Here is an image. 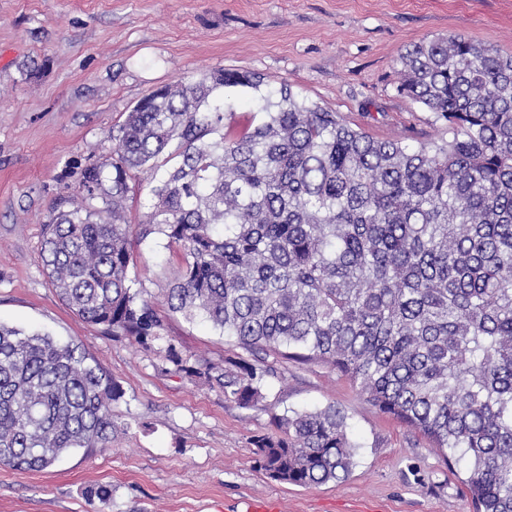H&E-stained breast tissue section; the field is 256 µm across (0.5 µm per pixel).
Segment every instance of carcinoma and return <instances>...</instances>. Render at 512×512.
<instances>
[{
	"label": "carcinoma",
	"mask_w": 512,
	"mask_h": 512,
	"mask_svg": "<svg viewBox=\"0 0 512 512\" xmlns=\"http://www.w3.org/2000/svg\"><path fill=\"white\" fill-rule=\"evenodd\" d=\"M399 94L448 138L374 137L286 83L213 69L141 99L43 224V263L82 320L151 348L245 407L265 361L186 365L129 276L124 202L150 172L140 234L181 253L173 313L250 353L320 362L446 461L466 460L476 512H512V55L462 35L399 59ZM254 109L233 121L229 93ZM123 387L79 347L0 323V465L43 470L103 445ZM256 467L296 486L344 478L356 445L336 406L277 418Z\"/></svg>",
	"instance_id": "1"
}]
</instances>
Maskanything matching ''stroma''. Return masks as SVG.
<instances>
[{
	"mask_svg": "<svg viewBox=\"0 0 512 512\" xmlns=\"http://www.w3.org/2000/svg\"><path fill=\"white\" fill-rule=\"evenodd\" d=\"M459 34L512 54V0H0V322L80 346L119 382L103 448L42 471L0 465V512H473L465 462L447 463L418 431L383 414L322 363L280 361L266 400L240 405L190 381L164 345L104 334L58 297L42 224L81 169L112 149L127 112L155 89L217 68L288 83L380 138L434 140L432 112L396 90L399 56ZM133 276L188 364L228 366L241 349L169 311L181 268L164 235L140 238L152 178L129 182ZM333 405L357 443L348 476L316 487L270 478L253 439L290 410ZM107 504L89 501L96 486Z\"/></svg>",
	"mask_w": 512,
	"mask_h": 512,
	"instance_id": "1",
	"label": "stroma"
}]
</instances>
